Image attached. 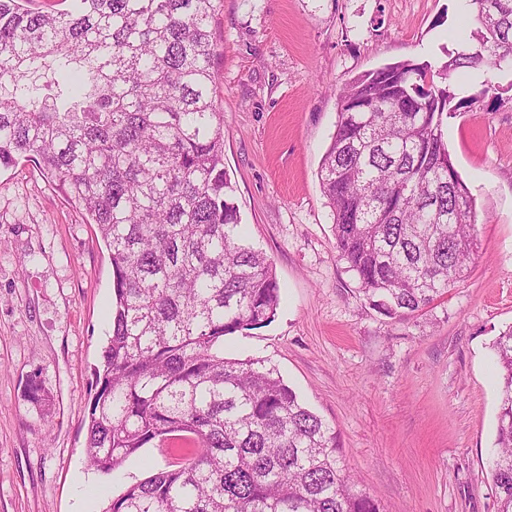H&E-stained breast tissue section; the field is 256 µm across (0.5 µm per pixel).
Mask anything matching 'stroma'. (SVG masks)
Returning <instances> with one entry per match:
<instances>
[{"label":"stroma","instance_id":"obj_1","mask_svg":"<svg viewBox=\"0 0 512 512\" xmlns=\"http://www.w3.org/2000/svg\"><path fill=\"white\" fill-rule=\"evenodd\" d=\"M215 6L224 169L281 287L274 321L225 336V358L276 367L336 428L342 466L383 512H497L491 344L512 325V69L452 77L474 100L443 124L477 213L469 273L424 312L389 318L338 256L318 171L340 89L386 64L444 61L474 28L467 0ZM111 301L109 253L83 208L31 162L0 168V512H104L175 464L154 444L107 475L85 463Z\"/></svg>","mask_w":512,"mask_h":512}]
</instances>
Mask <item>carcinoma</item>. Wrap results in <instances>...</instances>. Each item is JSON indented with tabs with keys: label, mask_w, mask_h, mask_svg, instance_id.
<instances>
[{
	"label": "carcinoma",
	"mask_w": 512,
	"mask_h": 512,
	"mask_svg": "<svg viewBox=\"0 0 512 512\" xmlns=\"http://www.w3.org/2000/svg\"><path fill=\"white\" fill-rule=\"evenodd\" d=\"M27 2L0 0V166L39 167L98 226L112 264L83 454L109 474L150 444L179 453L105 512H381L343 472L336 428L276 368L224 358V337L271 323L281 294L224 171L215 0ZM469 2L477 29L440 66L397 62L346 84L318 173L338 256L390 317L430 306L474 255V201L448 174L442 133L473 100L448 79L512 60V0ZM349 99L367 110L343 111ZM491 348L489 474L497 512H512V326Z\"/></svg>",
	"instance_id": "carcinoma-1"
}]
</instances>
